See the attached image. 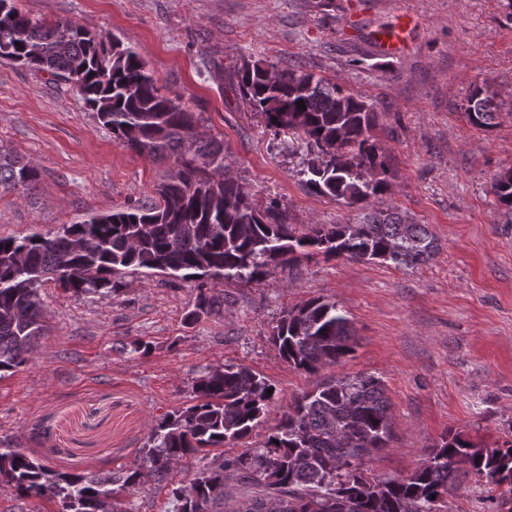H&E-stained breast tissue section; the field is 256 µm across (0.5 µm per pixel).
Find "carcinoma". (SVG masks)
I'll list each match as a JSON object with an SVG mask.
<instances>
[{"mask_svg": "<svg viewBox=\"0 0 512 512\" xmlns=\"http://www.w3.org/2000/svg\"><path fill=\"white\" fill-rule=\"evenodd\" d=\"M0 60L71 85L121 145L154 158H175L179 176L155 187L149 203L93 214L57 234L0 236V379L30 362L46 335L40 288L51 282L74 294L110 296L122 275L141 269L183 281L259 282L302 257L388 263L415 268L439 250L426 224L395 210L369 209L390 187V159L376 135L379 116L337 83L312 73L246 62L237 84L267 126L305 144L312 155L300 170L313 192L364 210L345 224H311L299 234L281 207L254 205L242 184L224 175V143L196 132L195 115L178 96L161 91L131 46L67 19H33L14 0H0ZM303 101L305 109H298ZM470 124L490 129L498 112L476 86L467 97ZM40 172L30 161L0 153V189L32 188ZM498 209L512 217V169L493 178ZM224 307V297L197 287L196 322ZM354 331L335 301L313 297L283 311L272 330L280 357L315 375L352 352ZM242 364L207 368L193 385V403L158 420L143 461L124 472L55 470L11 442H0V488L19 498H53L60 512H100V495L136 491L149 473L171 486L174 512H224V479L250 487L239 512H448V494L462 476L512 492V442L486 448L448 433L411 474L378 478L366 464L393 438L384 381L371 373L324 380L294 399L262 445L228 454L260 423L278 392ZM272 394H267L268 390ZM188 458L202 462L183 476Z\"/></svg>", "mask_w": 512, "mask_h": 512, "instance_id": "obj_1", "label": "carcinoma"}]
</instances>
